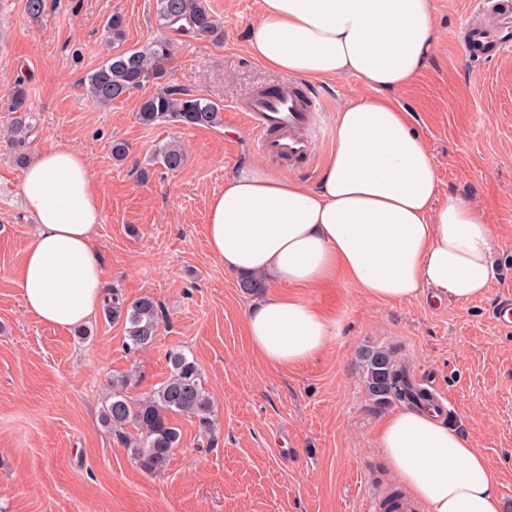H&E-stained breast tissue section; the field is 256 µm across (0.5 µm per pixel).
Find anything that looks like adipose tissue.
Returning <instances> with one entry per match:
<instances>
[{"label": "adipose tissue", "instance_id": "1", "mask_svg": "<svg viewBox=\"0 0 512 512\" xmlns=\"http://www.w3.org/2000/svg\"><path fill=\"white\" fill-rule=\"evenodd\" d=\"M439 34L432 0H263L247 39L265 69L308 82L351 76L370 96L336 111L334 146L316 186L251 160L208 205L206 236L225 272L273 283L244 329L266 363L315 359L336 324L300 288L344 277L370 300L484 296L498 237L486 212L444 194L425 139L398 92L430 66ZM38 232L18 274L26 311L68 330L93 319L105 271L95 243L98 187L76 149L39 151L20 183ZM377 447L427 512H502L499 481L467 434L425 408L388 415Z\"/></svg>", "mask_w": 512, "mask_h": 512}]
</instances>
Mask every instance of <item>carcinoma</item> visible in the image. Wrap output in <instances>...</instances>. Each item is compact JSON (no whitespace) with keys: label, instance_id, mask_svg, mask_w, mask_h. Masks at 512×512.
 <instances>
[{"label":"carcinoma","instance_id":"carcinoma-1","mask_svg":"<svg viewBox=\"0 0 512 512\" xmlns=\"http://www.w3.org/2000/svg\"><path fill=\"white\" fill-rule=\"evenodd\" d=\"M156 15L160 25L179 35L208 38L218 34L207 0H156ZM107 29L115 45L112 55L87 75V94L100 105H108L162 79L174 54V45L168 39H158L138 49L117 48L123 40V20L119 15L108 20ZM27 99V78L21 76L11 91L14 117L9 142L15 149L35 130L32 115L26 111ZM136 115L143 125L168 122L214 128L222 124V112L217 105L173 86L142 98ZM159 159L166 169L174 171L184 164L185 153L179 145L169 144L159 151ZM105 311L112 321L123 323L129 348L139 350L152 345L159 327L157 305L152 298L141 297L126 304L110 296L105 299ZM167 360L168 377L142 398L128 395L125 377L111 378L110 393L101 414L103 425L124 439L131 455L148 472L165 468L178 446L180 431L172 422L173 417L194 419L208 429L214 415L213 402L200 383L195 362L180 349L169 351ZM364 383L369 397L379 405L395 400L415 405L425 399V392L411 384L408 367L396 359L392 349L365 352ZM128 427L134 433L125 432Z\"/></svg>","mask_w":512,"mask_h":512}]
</instances>
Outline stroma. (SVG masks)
<instances>
[{
  "instance_id": "obj_1",
  "label": "stroma",
  "mask_w": 512,
  "mask_h": 512,
  "mask_svg": "<svg viewBox=\"0 0 512 512\" xmlns=\"http://www.w3.org/2000/svg\"><path fill=\"white\" fill-rule=\"evenodd\" d=\"M220 38L175 36L161 83L108 106L88 99L84 80L111 54L105 22L123 18L124 48L164 36L156 0H47L31 20L26 0H0V135L13 83L28 79L36 130L26 156L51 147L84 153L100 187L95 238L107 293L158 306L153 345L133 351L124 326L97 314L65 331L29 315L17 277L36 232L19 196L23 166L0 147V512H365L372 492L395 480L376 446L382 420L402 410L367 396L359 354L392 348L415 377L445 395L453 424L496 469L512 512V328L493 310L512 294V48L471 62L464 26L478 0H433L440 33L427 73L399 95L427 141L444 192L485 208L499 236L488 292L470 301L365 299L337 280L306 291L336 323V337L312 362L281 368L258 360L243 333L252 302L237 277L215 261L206 238L212 195L234 167L259 156L237 107L254 91L288 84L246 52L262 0H207ZM174 86L221 107L214 128L140 124V98ZM327 102L312 163L272 162L274 171L316 185L334 145L336 111L366 94L352 77L317 82ZM129 156L112 159V144ZM179 143L188 160L174 171L155 163ZM179 348L199 368L216 426L177 418L179 445L158 474L140 469L101 422L106 382L136 380L129 394L157 388Z\"/></svg>"
}]
</instances>
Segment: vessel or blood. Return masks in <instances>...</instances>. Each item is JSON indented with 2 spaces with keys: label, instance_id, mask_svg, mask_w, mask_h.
<instances>
[{
  "label": "vessel or blood",
  "instance_id": "obj_1",
  "mask_svg": "<svg viewBox=\"0 0 512 512\" xmlns=\"http://www.w3.org/2000/svg\"><path fill=\"white\" fill-rule=\"evenodd\" d=\"M480 9L495 16L497 23L489 27L474 19L468 24L464 39L477 60L496 54L512 32V0H481ZM242 110L264 154L300 163L313 159L324 104L306 88L290 84L275 92L255 91Z\"/></svg>",
  "mask_w": 512,
  "mask_h": 512
}]
</instances>
